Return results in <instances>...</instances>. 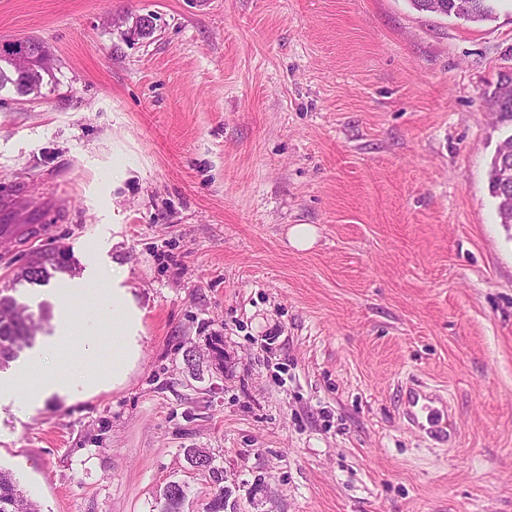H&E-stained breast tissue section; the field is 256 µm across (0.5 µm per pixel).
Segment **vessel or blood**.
I'll return each instance as SVG.
<instances>
[{
  "label": "vessel or blood",
  "instance_id": "1",
  "mask_svg": "<svg viewBox=\"0 0 512 512\" xmlns=\"http://www.w3.org/2000/svg\"><path fill=\"white\" fill-rule=\"evenodd\" d=\"M59 199L47 197L32 203L23 191L0 197V232L19 235L29 219L41 214H60ZM402 418L409 427L422 431L438 446H447L456 439L454 412L447 398L414 380L406 383L402 395Z\"/></svg>",
  "mask_w": 512,
  "mask_h": 512
}]
</instances>
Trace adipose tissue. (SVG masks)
<instances>
[{
    "mask_svg": "<svg viewBox=\"0 0 512 512\" xmlns=\"http://www.w3.org/2000/svg\"><path fill=\"white\" fill-rule=\"evenodd\" d=\"M125 267L95 268L84 281L55 288L53 299L59 307L55 334L15 372L10 385L0 386V402L20 405L42 404L52 397L74 402L106 385L124 384L141 353L143 310L126 284ZM97 296L83 331H76L69 301ZM112 325V360L99 357L102 326Z\"/></svg>",
    "mask_w": 512,
    "mask_h": 512,
    "instance_id": "ef3b65f1",
    "label": "adipose tissue"
}]
</instances>
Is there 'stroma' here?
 I'll return each instance as SVG.
<instances>
[{"instance_id":"35a3bbf8","label":"stroma","mask_w":512,"mask_h":512,"mask_svg":"<svg viewBox=\"0 0 512 512\" xmlns=\"http://www.w3.org/2000/svg\"><path fill=\"white\" fill-rule=\"evenodd\" d=\"M28 36L51 82L0 90V193L69 212L34 244L0 235V288L52 317L15 281L30 259L58 257L51 282L115 260L144 312L122 387L0 405V466L41 512H162L172 482L182 512L219 492L224 512H512V224L488 188L512 0L483 22L411 0H0V43ZM412 379L448 398L452 447L400 420ZM317 237L318 230L311 224H294L288 229V240L298 250L311 248Z\"/></svg>"}]
</instances>
